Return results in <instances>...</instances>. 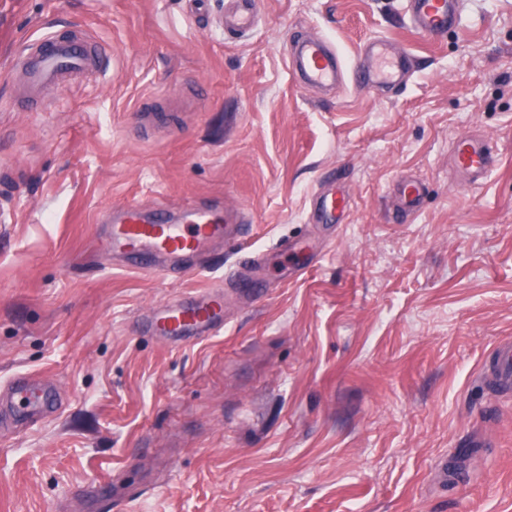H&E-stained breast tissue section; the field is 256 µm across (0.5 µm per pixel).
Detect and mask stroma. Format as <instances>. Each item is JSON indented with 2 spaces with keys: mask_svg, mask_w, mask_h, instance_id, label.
Wrapping results in <instances>:
<instances>
[{
  "mask_svg": "<svg viewBox=\"0 0 512 512\" xmlns=\"http://www.w3.org/2000/svg\"><path fill=\"white\" fill-rule=\"evenodd\" d=\"M0 0V387L46 378L58 411L0 431V512H512V0H463L430 40L402 0ZM49 31L88 35L102 74L34 109L10 61ZM353 66L369 40L413 56L406 85L302 84L293 35ZM498 148L458 183L454 141ZM426 194L395 215L402 178ZM351 199L338 226L312 200ZM238 210L253 228L207 268L163 276L103 249L100 211ZM315 258L289 278L282 241ZM264 253L266 292L237 276ZM212 289L219 333L169 347L141 325ZM471 449L463 477L438 469ZM235 7L224 20V29L227 27L234 34H243L248 31L254 22L256 4L253 0H234Z\"/></svg>",
  "mask_w": 512,
  "mask_h": 512,
  "instance_id": "35a3bbf8",
  "label": "stroma"
}]
</instances>
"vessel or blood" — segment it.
<instances>
[{
    "label": "vessel or blood",
    "instance_id": "vessel-or-blood-1",
    "mask_svg": "<svg viewBox=\"0 0 512 512\" xmlns=\"http://www.w3.org/2000/svg\"><path fill=\"white\" fill-rule=\"evenodd\" d=\"M410 27L418 35L437 38L461 26L460 0H407ZM254 0H235L224 24L233 33L248 31L254 22ZM300 80L324 88L334 87L340 73L335 53L322 40L304 38L294 46L289 59ZM33 95L48 87L64 85L72 76L102 68L98 47L90 40L76 41L50 33L33 43L24 58ZM412 70L409 52L385 38L370 40L361 61L352 70L362 85L401 87ZM497 153L483 139L461 135L453 144L452 165L468 183L478 184L489 175ZM348 208V198L333 192L315 196L314 211L325 222ZM106 248L123 256L131 269L168 274L192 270L196 259L219 247H233L245 240L248 226L232 210L196 207L185 212L181 222L168 220L161 212L145 213L131 200L107 227ZM224 326V294L210 291L185 301L170 300L160 306L144 329L158 340L178 345L210 335ZM11 406L6 414L16 423L34 422L56 413L58 405L50 389L37 377L22 376L13 382Z\"/></svg>",
    "mask_w": 512,
    "mask_h": 512
}]
</instances>
